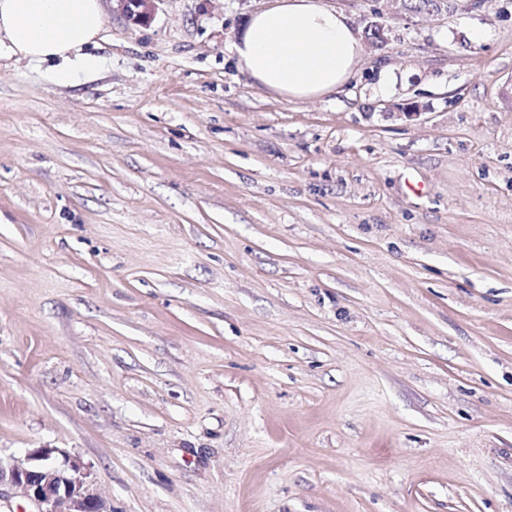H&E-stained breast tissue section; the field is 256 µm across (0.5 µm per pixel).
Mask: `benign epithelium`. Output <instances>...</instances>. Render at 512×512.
I'll use <instances>...</instances> for the list:
<instances>
[{"mask_svg":"<svg viewBox=\"0 0 512 512\" xmlns=\"http://www.w3.org/2000/svg\"><path fill=\"white\" fill-rule=\"evenodd\" d=\"M117 10L135 25L149 24L160 0H114ZM18 490L36 512H108L89 485L83 463L54 449L41 448L9 467L0 464V486Z\"/></svg>","mask_w":512,"mask_h":512,"instance_id":"benign-epithelium-1","label":"benign epithelium"}]
</instances>
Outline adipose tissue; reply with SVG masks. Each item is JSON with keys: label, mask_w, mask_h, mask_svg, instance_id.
Returning a JSON list of instances; mask_svg holds the SVG:
<instances>
[{"label": "adipose tissue", "mask_w": 512, "mask_h": 512, "mask_svg": "<svg viewBox=\"0 0 512 512\" xmlns=\"http://www.w3.org/2000/svg\"><path fill=\"white\" fill-rule=\"evenodd\" d=\"M100 0H0V53L57 61V82L98 67L88 46L103 31ZM233 53L256 84L284 100L336 92L352 77L361 40L349 18L322 0H274L252 14Z\"/></svg>", "instance_id": "1"}]
</instances>
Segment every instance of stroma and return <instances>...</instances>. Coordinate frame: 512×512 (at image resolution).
Segmentation results:
<instances>
[{
  "label": "stroma",
  "mask_w": 512,
  "mask_h": 512,
  "mask_svg": "<svg viewBox=\"0 0 512 512\" xmlns=\"http://www.w3.org/2000/svg\"><path fill=\"white\" fill-rule=\"evenodd\" d=\"M324 2L386 40L304 101L232 56L270 0L0 58V459L112 512H512V0ZM61 455L60 460L54 453ZM83 463L66 452L41 448L8 468L0 459L1 486L18 490L35 512H108L105 501L89 485Z\"/></svg>",
  "instance_id": "35a3bbf8"
}]
</instances>
